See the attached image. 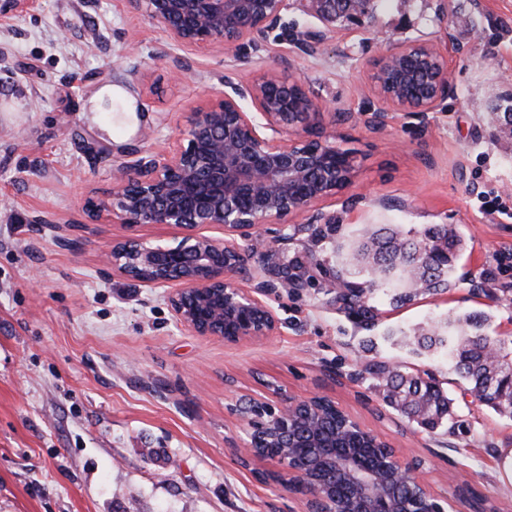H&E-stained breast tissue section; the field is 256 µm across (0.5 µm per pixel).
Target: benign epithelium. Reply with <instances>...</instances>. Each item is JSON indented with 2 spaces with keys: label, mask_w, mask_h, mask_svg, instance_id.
I'll return each mask as SVG.
<instances>
[{
  "label": "benign epithelium",
  "mask_w": 512,
  "mask_h": 512,
  "mask_svg": "<svg viewBox=\"0 0 512 512\" xmlns=\"http://www.w3.org/2000/svg\"><path fill=\"white\" fill-rule=\"evenodd\" d=\"M161 24L185 47L226 48L245 42L259 47L283 16L299 4L323 28L290 30V44L315 54L326 40L324 27L338 18L371 17V0H128ZM379 107L368 124L385 126L387 110L420 117L453 93L448 46L413 40L373 61ZM228 91L191 113L186 145L171 153L126 154L115 169L112 192L90 200L91 216H106L132 230L165 224L185 231L180 245H148L135 234L112 243L106 266L148 285L176 282L170 296L178 323L200 336L236 343L271 336L278 320L259 295L271 288H297L299 280H260L240 286L248 265L269 242L260 232L287 216H303L350 187L356 160L333 143L323 112L298 78L268 68L252 81L224 82ZM250 104L249 112L245 104ZM224 227V240L196 233ZM249 441L242 461L274 460L304 496V512H448V497L433 493L415 475L418 464L400 459L379 435L325 396L288 398L272 404L252 399L237 408ZM376 449L373 465L355 463L356 446ZM413 483L414 508H401L399 488Z\"/></svg>",
  "instance_id": "1"
}]
</instances>
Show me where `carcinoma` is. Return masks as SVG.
<instances>
[{
    "label": "carcinoma",
    "mask_w": 512,
    "mask_h": 512,
    "mask_svg": "<svg viewBox=\"0 0 512 512\" xmlns=\"http://www.w3.org/2000/svg\"><path fill=\"white\" fill-rule=\"evenodd\" d=\"M421 241L430 249L418 252ZM461 250V239L446 224H433L406 236L381 227L365 240L336 242V278L343 283V289L336 291V305L356 323L367 325L375 319L373 298L378 293L404 304L420 293L443 292L451 284ZM347 253L358 262L360 283L343 279ZM487 322L482 313L464 312L448 318L446 329L414 337V344L428 355L446 353L465 390L480 403L511 417L512 391L503 389L501 380L512 372V348L488 335ZM367 372L379 380L386 403L421 428L433 432L449 419L451 399L432 375L423 378L373 361Z\"/></svg>",
    "instance_id": "carcinoma-1"
}]
</instances>
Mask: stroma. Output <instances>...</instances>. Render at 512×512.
Here are the masks:
<instances>
[{"mask_svg": "<svg viewBox=\"0 0 512 512\" xmlns=\"http://www.w3.org/2000/svg\"><path fill=\"white\" fill-rule=\"evenodd\" d=\"M451 35L455 92L425 118L392 111L368 127L372 60L409 40ZM304 80L316 102L343 113L339 143L356 151L352 186L321 208L337 234L388 225L447 224L466 251L456 285L401 307L378 298L372 329L333 302L336 258L301 218L263 228L269 251L255 277L285 266L302 288L265 294L280 322L260 340L199 336L174 318L172 285L105 274L123 226L89 220L85 204L112 189L129 149L183 145L195 106L268 65ZM106 85L133 113L89 115ZM512 100V0H386L372 22L337 21L319 54L276 33L261 51L175 44L127 0H37L0 20V512H302L286 485L264 480L272 461L243 464L244 398L331 396L379 434L420 479L455 496L468 485L512 512V418L464 395L447 359L386 343L449 314L481 310L512 343V129L490 121ZM430 371L453 400L450 428L427 432L387 406L369 360Z\"/></svg>", "mask_w": 512, "mask_h": 512, "instance_id": "35a3bbf8", "label": "stroma"}]
</instances>
